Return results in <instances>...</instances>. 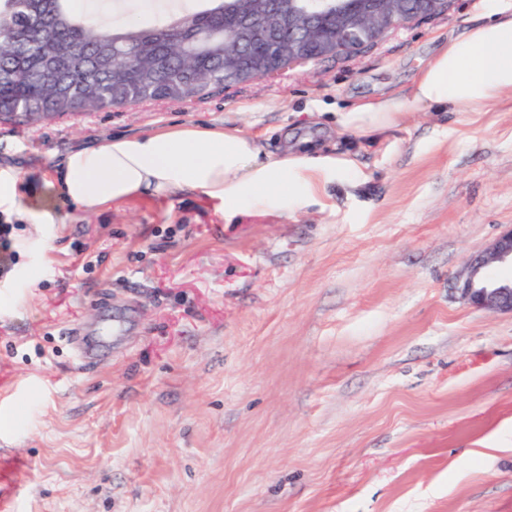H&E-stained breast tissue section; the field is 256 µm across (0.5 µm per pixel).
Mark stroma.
Instances as JSON below:
<instances>
[{
  "mask_svg": "<svg viewBox=\"0 0 512 512\" xmlns=\"http://www.w3.org/2000/svg\"><path fill=\"white\" fill-rule=\"evenodd\" d=\"M483 20L452 0L187 102L0 122V167L55 215L0 276V512H512V314L454 289L512 227V92L372 138L333 130V107L405 94ZM177 124L275 156L307 132L361 176L230 220L188 192L86 214L53 180L69 148ZM112 321L80 366L65 332Z\"/></svg>",
  "mask_w": 512,
  "mask_h": 512,
  "instance_id": "obj_1",
  "label": "stroma"
}]
</instances>
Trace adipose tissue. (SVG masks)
Wrapping results in <instances>:
<instances>
[{"mask_svg":"<svg viewBox=\"0 0 512 512\" xmlns=\"http://www.w3.org/2000/svg\"><path fill=\"white\" fill-rule=\"evenodd\" d=\"M485 23L448 40L417 73L408 98L389 96L336 114L338 132L379 134L399 126L408 103L476 112L512 91V5L483 0ZM354 162L329 154H266L240 130L172 125L104 138L63 153L55 179L83 212L95 214L143 194L170 198L189 191L215 201L226 218L253 209L288 214L326 196Z\"/></svg>","mask_w":512,"mask_h":512,"instance_id":"1","label":"adipose tissue"}]
</instances>
